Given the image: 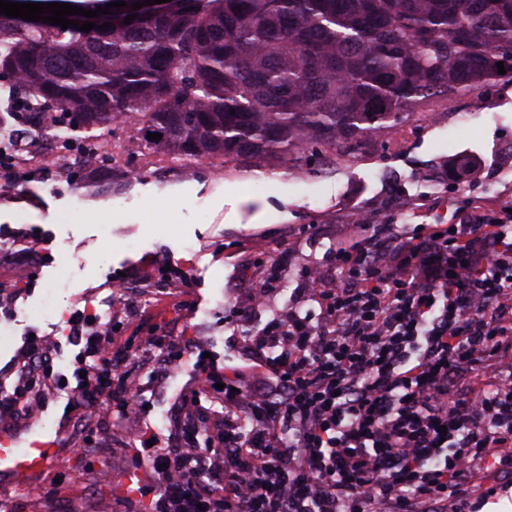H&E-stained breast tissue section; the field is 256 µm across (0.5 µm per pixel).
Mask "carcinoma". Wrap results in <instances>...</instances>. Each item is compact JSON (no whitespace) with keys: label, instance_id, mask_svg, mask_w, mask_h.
Wrapping results in <instances>:
<instances>
[{"label":"carcinoma","instance_id":"obj_1","mask_svg":"<svg viewBox=\"0 0 512 512\" xmlns=\"http://www.w3.org/2000/svg\"><path fill=\"white\" fill-rule=\"evenodd\" d=\"M128 15L88 32L0 19V64L33 115L67 133L134 115L144 147L228 162L334 149L419 99L512 82V0H171Z\"/></svg>","mask_w":512,"mask_h":512}]
</instances>
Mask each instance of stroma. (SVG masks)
<instances>
[{
	"label": "stroma",
	"instance_id": "obj_1",
	"mask_svg": "<svg viewBox=\"0 0 512 512\" xmlns=\"http://www.w3.org/2000/svg\"><path fill=\"white\" fill-rule=\"evenodd\" d=\"M34 131L26 125L33 176L0 197V283L24 293L28 304L14 317L0 311L1 369L35 334L58 340L54 366L67 370L77 348L65 340V310L102 316L93 292L110 287L120 272L132 283L150 279L167 261L194 275L173 281L165 294L144 290L137 313L122 320L131 353L156 365L157 350L145 341L152 323L183 348H204L232 365L243 351L226 322L233 303L274 271L278 281L267 305L252 314V326L263 328L296 305L304 268L330 266L336 244L352 247L350 225L358 215L374 224L395 219L409 232L418 224L453 223L470 197L512 205L511 82L414 104L395 128L338 144L332 154L309 146L285 160L221 163L156 154L120 116L96 131L110 145L96 166L118 178L132 170L138 176L109 196L81 186L76 162L56 177L42 175L43 141ZM244 254L256 259L246 275ZM182 300L194 302L191 314L178 310ZM143 379L154 389V408L142 423L166 430L192 374ZM65 406V398L48 395L38 418L0 422V434L24 443L56 437L66 425ZM85 415L101 438L98 448L87 456L60 447L46 470L0 480L5 512H112L113 491L128 482L123 456L132 441L94 409ZM60 471L65 483L46 497ZM102 471L111 472L110 484H98ZM470 498L473 512H503L512 505V484L485 473Z\"/></svg>",
	"mask_w": 512,
	"mask_h": 512
}]
</instances>
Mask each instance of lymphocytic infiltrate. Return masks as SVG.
<instances>
[{
	"mask_svg": "<svg viewBox=\"0 0 512 512\" xmlns=\"http://www.w3.org/2000/svg\"><path fill=\"white\" fill-rule=\"evenodd\" d=\"M456 227L362 224L335 269L308 265L304 296L253 329L272 281L234 303L246 357L195 358L168 435L140 427L149 399L118 332L77 310L73 407L134 425L116 496L126 512H464L481 468L512 474V213L481 198ZM56 343L27 344L0 419L36 418L60 381ZM220 414H213V406Z\"/></svg>",
	"mask_w": 512,
	"mask_h": 512,
	"instance_id": "1",
	"label": "lymphocytic infiltrate"
}]
</instances>
